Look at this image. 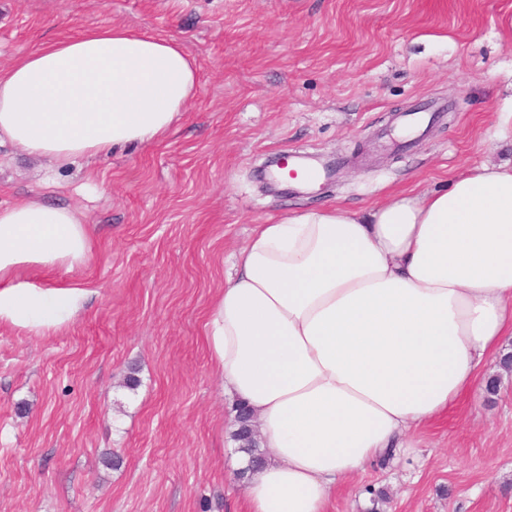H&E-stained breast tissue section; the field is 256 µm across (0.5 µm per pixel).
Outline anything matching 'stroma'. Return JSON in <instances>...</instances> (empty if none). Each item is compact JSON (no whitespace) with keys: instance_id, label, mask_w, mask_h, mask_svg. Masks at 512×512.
Returning a JSON list of instances; mask_svg holds the SVG:
<instances>
[{"instance_id":"obj_1","label":"stroma","mask_w":512,"mask_h":512,"mask_svg":"<svg viewBox=\"0 0 512 512\" xmlns=\"http://www.w3.org/2000/svg\"><path fill=\"white\" fill-rule=\"evenodd\" d=\"M102 26L175 39L196 97L171 132L51 170L0 148V207L76 208L91 258L21 283L90 288L76 321L0 324V512H244L231 405L204 343L232 255L292 211H360L512 159V0H0V68ZM291 153L335 167L266 195ZM498 378L500 390L486 383ZM341 486L330 512H512V373Z\"/></svg>"}]
</instances>
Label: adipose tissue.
Segmentation results:
<instances>
[{"label":"adipose tissue","mask_w":512,"mask_h":512,"mask_svg":"<svg viewBox=\"0 0 512 512\" xmlns=\"http://www.w3.org/2000/svg\"><path fill=\"white\" fill-rule=\"evenodd\" d=\"M172 39L90 28L0 69V147L57 165L164 138L196 93ZM94 241L75 209H0V323L69 324L89 289L18 287ZM512 337V162L360 212L257 225L205 323L214 372L259 424L246 512H328L337 488L453 409Z\"/></svg>","instance_id":"adipose-tissue-1"}]
</instances>
